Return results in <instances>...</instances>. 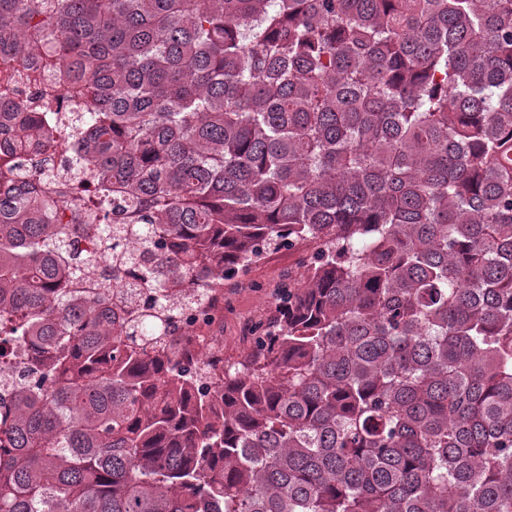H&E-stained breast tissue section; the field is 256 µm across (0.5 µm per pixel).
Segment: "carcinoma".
I'll list each match as a JSON object with an SVG mask.
<instances>
[{"label": "carcinoma", "mask_w": 512, "mask_h": 512, "mask_svg": "<svg viewBox=\"0 0 512 512\" xmlns=\"http://www.w3.org/2000/svg\"><path fill=\"white\" fill-rule=\"evenodd\" d=\"M0 53L90 95L101 204L0 97V512H512V0H0ZM297 243L247 361L180 355ZM60 156H54L50 159H54V162L50 164H44V167L51 165L54 168L53 178H51L45 185L47 193L51 194L57 201L60 207L66 209L68 220L73 214L79 213L82 215L86 205L82 202H74L72 197L67 193L69 184V172L67 168L62 169L60 167Z\"/></svg>", "instance_id": "cac0c4a2"}]
</instances>
